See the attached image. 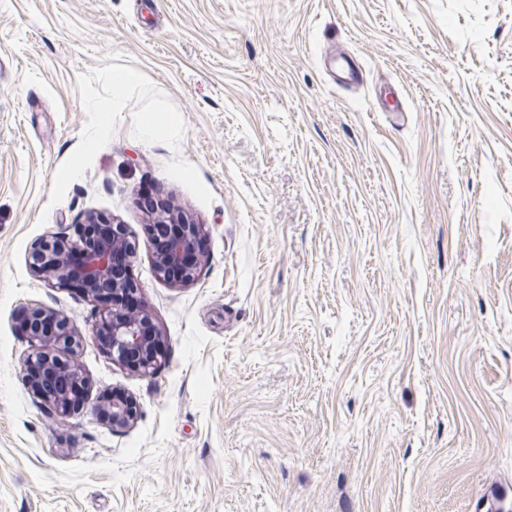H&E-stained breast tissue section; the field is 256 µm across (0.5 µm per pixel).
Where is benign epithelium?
Wrapping results in <instances>:
<instances>
[{
	"label": "benign epithelium",
	"instance_id": "7a95c632",
	"mask_svg": "<svg viewBox=\"0 0 512 512\" xmlns=\"http://www.w3.org/2000/svg\"><path fill=\"white\" fill-rule=\"evenodd\" d=\"M162 222L178 223L177 232L171 236L164 249L154 256V268L158 276L174 285H187L195 281L199 265H190L188 256L202 252L205 239L204 225L196 224L171 208L159 212ZM102 216H87L74 225L76 240L51 237L35 243L29 255L31 271L59 288H70L74 278L84 283L82 294L94 301L99 293H112V306L99 311L91 337L103 344L112 361L136 373H146L163 357L165 346L159 339L160 332L144 310L124 308L125 296L138 291L130 275V267L115 269L112 256L119 249L133 258L132 244L123 224L112 225V236L96 243H86L87 226L102 223ZM83 251L79 268H71L68 252ZM27 321L16 323L29 344L24 361V382L34 395L51 405L57 417L64 421L80 411L69 396V389L62 383L52 390L43 389L30 372L40 365L44 372L53 375L62 367L69 372L70 380L82 387L88 382L76 364L83 350L85 336L63 316L42 306L33 305L24 311ZM112 402L105 408L102 420L114 430L128 427L134 420L136 407L122 391L114 389Z\"/></svg>",
	"mask_w": 512,
	"mask_h": 512
}]
</instances>
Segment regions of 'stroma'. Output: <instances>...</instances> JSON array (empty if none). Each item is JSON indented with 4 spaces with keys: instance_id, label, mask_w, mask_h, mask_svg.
Returning a JSON list of instances; mask_svg holds the SVG:
<instances>
[{
    "instance_id": "35a3bbf8",
    "label": "stroma",
    "mask_w": 512,
    "mask_h": 512,
    "mask_svg": "<svg viewBox=\"0 0 512 512\" xmlns=\"http://www.w3.org/2000/svg\"><path fill=\"white\" fill-rule=\"evenodd\" d=\"M152 110L179 122L142 137ZM147 188L207 229L192 285L154 271ZM90 212L126 225L167 354L141 376L88 344L61 424L14 320L91 328L27 264ZM497 477L512 0H0V512H481ZM112 402L105 408L102 420L107 422L112 430L128 427L134 420L136 407L133 401L122 391L112 389Z\"/></svg>"
}]
</instances>
